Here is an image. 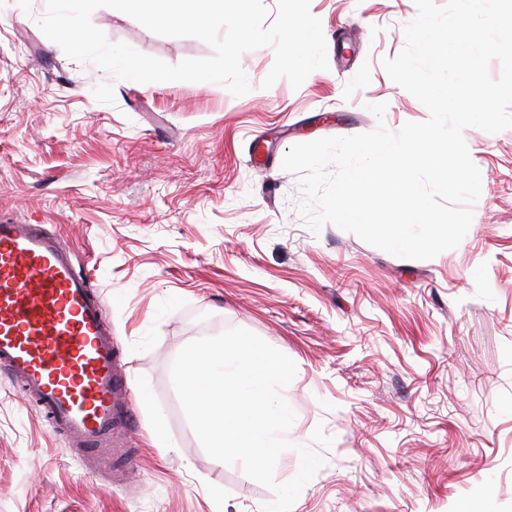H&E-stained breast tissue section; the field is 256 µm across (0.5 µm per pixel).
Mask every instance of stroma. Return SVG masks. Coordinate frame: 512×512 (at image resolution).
Listing matches in <instances>:
<instances>
[{
	"label": "stroma",
	"instance_id": "35a3bbf8",
	"mask_svg": "<svg viewBox=\"0 0 512 512\" xmlns=\"http://www.w3.org/2000/svg\"><path fill=\"white\" fill-rule=\"evenodd\" d=\"M329 67L300 88L114 83L39 29L45 0H0V218L57 229L91 279L134 395L130 474L93 493L65 438L0 375V512H262L273 494L210 458L171 380L188 342L247 329L291 358L283 396L296 446L325 457L292 512H512V129L463 132L482 178L452 250L404 259L327 224L312 230L282 159L289 148L426 107L382 61L404 47L414 0H311ZM112 42L170 64L211 56L108 7ZM386 103L383 119L367 109Z\"/></svg>",
	"mask_w": 512,
	"mask_h": 512
}]
</instances>
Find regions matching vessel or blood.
I'll use <instances>...</instances> for the list:
<instances>
[{
	"mask_svg": "<svg viewBox=\"0 0 512 512\" xmlns=\"http://www.w3.org/2000/svg\"><path fill=\"white\" fill-rule=\"evenodd\" d=\"M87 275L42 224L0 221V371L20 381L84 466L120 451L133 400Z\"/></svg>",
	"mask_w": 512,
	"mask_h": 512,
	"instance_id": "vessel-or-blood-1",
	"label": "vessel or blood"
}]
</instances>
